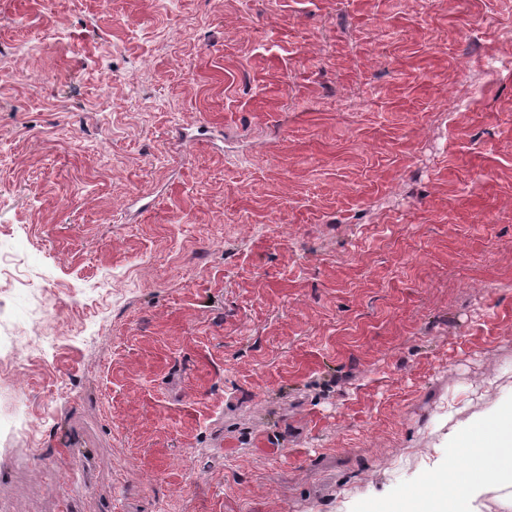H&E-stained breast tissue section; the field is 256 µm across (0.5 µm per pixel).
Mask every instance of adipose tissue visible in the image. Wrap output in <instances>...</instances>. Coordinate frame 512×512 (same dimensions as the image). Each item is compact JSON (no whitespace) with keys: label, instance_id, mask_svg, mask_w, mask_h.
Returning a JSON list of instances; mask_svg holds the SVG:
<instances>
[{"label":"adipose tissue","instance_id":"obj_1","mask_svg":"<svg viewBox=\"0 0 512 512\" xmlns=\"http://www.w3.org/2000/svg\"><path fill=\"white\" fill-rule=\"evenodd\" d=\"M508 453L512 454V412L498 415L495 429L466 449V467L430 474L429 492L412 512H476V502L498 486V473L487 470V463L499 462Z\"/></svg>","mask_w":512,"mask_h":512}]
</instances>
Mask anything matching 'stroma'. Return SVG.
I'll use <instances>...</instances> for the list:
<instances>
[{"label":"stroma","mask_w":512,"mask_h":512,"mask_svg":"<svg viewBox=\"0 0 512 512\" xmlns=\"http://www.w3.org/2000/svg\"><path fill=\"white\" fill-rule=\"evenodd\" d=\"M490 50L512 0H0V506L419 500L512 405Z\"/></svg>","instance_id":"obj_1"}]
</instances>
